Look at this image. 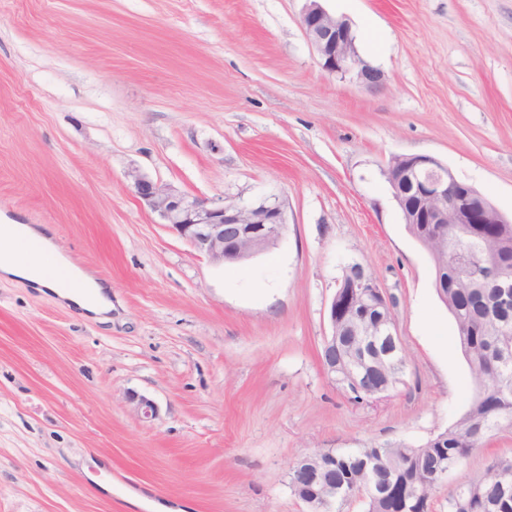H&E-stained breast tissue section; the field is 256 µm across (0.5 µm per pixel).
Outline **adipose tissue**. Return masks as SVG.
<instances>
[{
  "label": "adipose tissue",
  "mask_w": 512,
  "mask_h": 512,
  "mask_svg": "<svg viewBox=\"0 0 512 512\" xmlns=\"http://www.w3.org/2000/svg\"><path fill=\"white\" fill-rule=\"evenodd\" d=\"M11 248L9 230L0 229V279L28 283L43 294H58L60 299L73 304L82 315L102 321L108 320L112 311L109 286L80 271L76 277L83 286L82 291H58L51 280L39 274L36 261L21 262L11 259Z\"/></svg>",
  "instance_id": "1"
}]
</instances>
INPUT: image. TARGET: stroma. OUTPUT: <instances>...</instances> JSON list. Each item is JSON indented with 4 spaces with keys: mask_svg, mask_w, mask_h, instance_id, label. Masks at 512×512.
I'll use <instances>...</instances> for the list:
<instances>
[{
    "mask_svg": "<svg viewBox=\"0 0 512 512\" xmlns=\"http://www.w3.org/2000/svg\"><path fill=\"white\" fill-rule=\"evenodd\" d=\"M322 4L382 89L323 71L305 0H0V224L48 229L112 299L100 322L0 281V512H305L299 458L415 448L466 411L454 319L383 170L433 157L512 217V0ZM133 170L210 201L281 197L286 231L212 264L132 194ZM354 264L409 356L368 405L320 357ZM511 453L510 436L476 449L432 512Z\"/></svg>",
    "mask_w": 512,
    "mask_h": 512,
    "instance_id": "1",
    "label": "stroma"
}]
</instances>
